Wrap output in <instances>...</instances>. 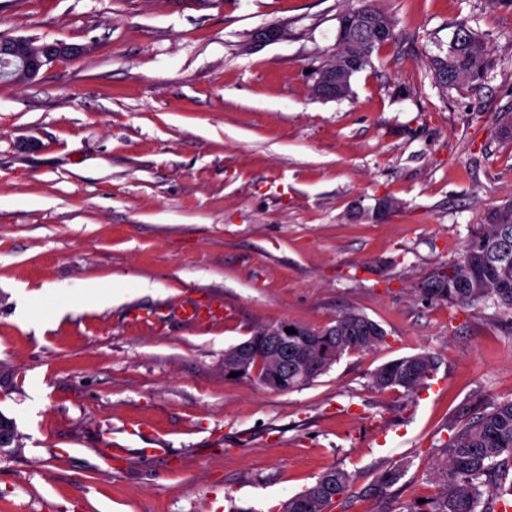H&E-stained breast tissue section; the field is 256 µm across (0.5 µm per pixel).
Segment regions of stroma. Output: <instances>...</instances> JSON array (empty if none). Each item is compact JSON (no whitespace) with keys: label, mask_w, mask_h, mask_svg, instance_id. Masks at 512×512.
<instances>
[{"label":"stroma","mask_w":512,"mask_h":512,"mask_svg":"<svg viewBox=\"0 0 512 512\" xmlns=\"http://www.w3.org/2000/svg\"><path fill=\"white\" fill-rule=\"evenodd\" d=\"M361 0H0V35L80 46L28 84L0 81V512H274L336 467L333 512L431 497L458 428L512 399V315L424 300L470 225L512 200V0H380L398 38L314 96L338 15ZM493 65L447 90L430 60L460 21ZM281 29L276 42L256 31ZM399 207L377 219L379 199ZM145 277L111 308L31 306L22 290ZM223 303L183 324L179 307ZM357 311L385 341L287 393L224 375V352L281 321ZM427 352L415 391L372 371ZM132 423L133 458L105 475L101 433ZM406 470L374 488L395 463Z\"/></svg>","instance_id":"1"}]
</instances>
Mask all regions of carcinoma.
<instances>
[{
    "mask_svg": "<svg viewBox=\"0 0 512 512\" xmlns=\"http://www.w3.org/2000/svg\"><path fill=\"white\" fill-rule=\"evenodd\" d=\"M386 29L381 40L371 41L378 28ZM396 22L374 3L343 11L338 17L337 50L317 68L320 75L332 65L358 51L369 53L396 39ZM490 66L489 53L480 35L467 23L455 26L447 53L431 59L434 76L444 88L472 85ZM430 302L467 306L490 301L512 314V202L492 206L483 222L470 229L458 260L438 268L418 285ZM297 335L288 337V368L283 370L281 392L298 390L325 374L344 354L371 351L385 340L382 327L364 314L347 312L335 324L312 328L290 323ZM246 354L251 364H260L253 381L261 383L266 368L265 344L253 334ZM436 357L417 353L390 360L372 373L380 390L401 387L413 391L437 370ZM443 460L430 478L439 491L422 503H401L394 512H508L512 509V400L496 402L449 437L442 448ZM403 465H393L378 477V487L387 489L401 479ZM353 476L340 468L323 472L313 485L282 504V512H327L352 491Z\"/></svg>",
    "mask_w": 512,
    "mask_h": 512,
    "instance_id": "cac0c4a2",
    "label": "carcinoma"
}]
</instances>
